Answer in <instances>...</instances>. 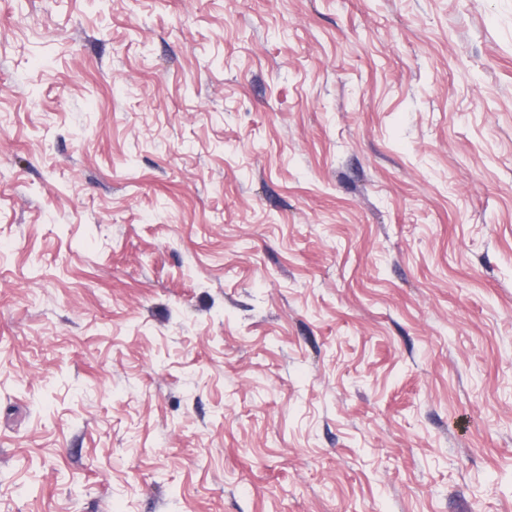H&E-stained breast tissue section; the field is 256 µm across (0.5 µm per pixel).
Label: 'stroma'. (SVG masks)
Here are the masks:
<instances>
[{
    "mask_svg": "<svg viewBox=\"0 0 512 512\" xmlns=\"http://www.w3.org/2000/svg\"><path fill=\"white\" fill-rule=\"evenodd\" d=\"M0 512H512V0H0Z\"/></svg>",
    "mask_w": 512,
    "mask_h": 512,
    "instance_id": "obj_1",
    "label": "stroma"
}]
</instances>
